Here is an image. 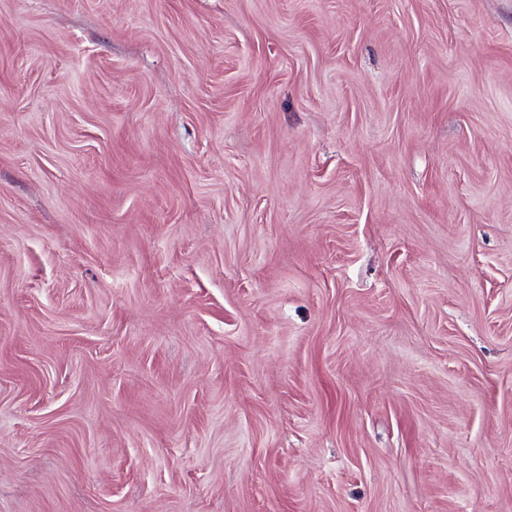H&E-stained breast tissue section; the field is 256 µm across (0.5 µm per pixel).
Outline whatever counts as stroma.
<instances>
[{
    "instance_id": "obj_1",
    "label": "stroma",
    "mask_w": 512,
    "mask_h": 512,
    "mask_svg": "<svg viewBox=\"0 0 512 512\" xmlns=\"http://www.w3.org/2000/svg\"><path fill=\"white\" fill-rule=\"evenodd\" d=\"M0 512H512V0H0Z\"/></svg>"
}]
</instances>
